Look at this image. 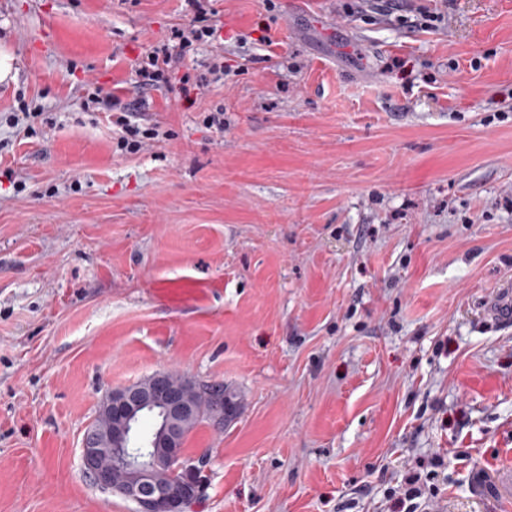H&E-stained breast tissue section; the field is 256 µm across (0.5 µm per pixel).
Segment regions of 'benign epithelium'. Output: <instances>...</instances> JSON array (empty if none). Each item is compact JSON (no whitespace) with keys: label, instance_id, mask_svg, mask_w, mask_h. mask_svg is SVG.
Returning <instances> with one entry per match:
<instances>
[{"label":"benign epithelium","instance_id":"obj_1","mask_svg":"<svg viewBox=\"0 0 512 512\" xmlns=\"http://www.w3.org/2000/svg\"><path fill=\"white\" fill-rule=\"evenodd\" d=\"M112 410L124 415L130 424L143 416L157 411L162 424L157 440L172 449L169 457L159 459L150 456L143 448L132 447L134 431L126 427L117 433L114 444L122 451L101 447L99 440L86 433L82 442V465L93 484L101 491L112 489V471L104 466L106 454L114 456L123 467L132 471L124 495L137 505V512H184V508L201 492L198 484L199 470L203 465L197 457H187L180 451L181 419L192 411L183 397L169 391L162 374L154 375L151 385L142 389L135 385L113 389L106 393ZM165 468L172 475L170 484H158L153 473Z\"/></svg>","mask_w":512,"mask_h":512}]
</instances>
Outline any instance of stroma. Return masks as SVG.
Instances as JSON below:
<instances>
[{"mask_svg": "<svg viewBox=\"0 0 512 512\" xmlns=\"http://www.w3.org/2000/svg\"><path fill=\"white\" fill-rule=\"evenodd\" d=\"M351 2L213 0L240 72L199 93L209 45L134 68L183 0H0V512H136L81 446L159 371L237 402L187 512H403L416 468L429 512H512V0ZM124 113L116 118L115 124L121 128L122 135L119 138L120 144L126 149L130 146V151H139L142 148L144 141L142 139H153L148 137L150 134L146 133V130H140L138 126H134L131 120L128 119L127 112H129L128 105L123 106ZM431 479H434L432 471L425 474L418 471L409 472L403 484L394 490L393 495L397 496L403 506L406 505V512H418L422 503L416 500H424L425 504L428 496L432 495L434 487L428 484Z\"/></svg>", "mask_w": 512, "mask_h": 512, "instance_id": "obj_1", "label": "stroma"}]
</instances>
